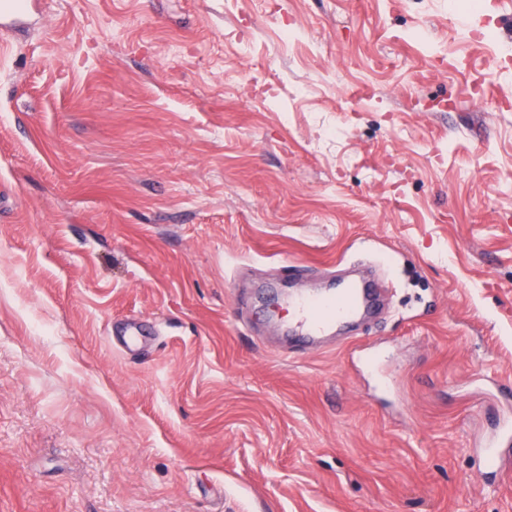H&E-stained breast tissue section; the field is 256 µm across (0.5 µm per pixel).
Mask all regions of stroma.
<instances>
[{"label": "stroma", "mask_w": 512, "mask_h": 512, "mask_svg": "<svg viewBox=\"0 0 512 512\" xmlns=\"http://www.w3.org/2000/svg\"><path fill=\"white\" fill-rule=\"evenodd\" d=\"M30 3L0 512H512L475 454L512 418V0ZM357 264L385 311L285 353L266 287Z\"/></svg>", "instance_id": "stroma-1"}]
</instances>
